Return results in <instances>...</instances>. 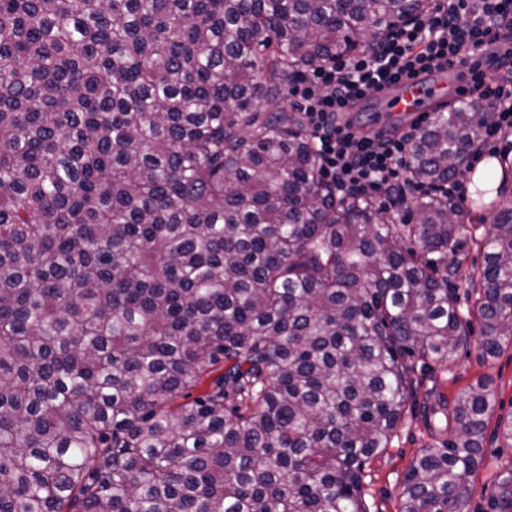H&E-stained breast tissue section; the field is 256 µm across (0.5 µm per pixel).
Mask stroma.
<instances>
[{"mask_svg":"<svg viewBox=\"0 0 512 512\" xmlns=\"http://www.w3.org/2000/svg\"><path fill=\"white\" fill-rule=\"evenodd\" d=\"M357 130H391L410 126V118L389 111L385 102L367 99L352 115ZM415 405L406 411L394 430L387 448L375 456L365 469L363 498L367 512H399L403 479L430 443L435 432L417 409L419 403L443 399L454 402L468 386L484 381L495 395L494 410L489 418L484 448L487 458L470 479V512H489L486 486L494 479V456L512 457V443L503 437L501 425L512 418V347L497 357L481 360L476 345L459 351L448 367L429 366L413 361L410 372Z\"/></svg>","mask_w":512,"mask_h":512,"instance_id":"obj_1","label":"stroma"}]
</instances>
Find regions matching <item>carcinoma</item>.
I'll use <instances>...</instances> for the list:
<instances>
[{
  "mask_svg": "<svg viewBox=\"0 0 512 512\" xmlns=\"http://www.w3.org/2000/svg\"><path fill=\"white\" fill-rule=\"evenodd\" d=\"M430 7L0 0V512H366L406 359L448 366L471 314L482 358L512 345V202L464 313L448 193L410 222L336 196L281 98ZM481 133L438 113L411 181L448 182ZM493 409L482 382L421 407L451 434L400 512H468ZM487 498L512 512V458Z\"/></svg>",
  "mask_w": 512,
  "mask_h": 512,
  "instance_id": "obj_1",
  "label": "carcinoma"
}]
</instances>
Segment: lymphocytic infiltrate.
I'll return each mask as SVG.
<instances>
[{
  "mask_svg": "<svg viewBox=\"0 0 512 512\" xmlns=\"http://www.w3.org/2000/svg\"><path fill=\"white\" fill-rule=\"evenodd\" d=\"M512 26V0H438L427 18L400 27L374 50L336 57L296 75L288 95L315 142L324 178L338 194L384 191L402 203L415 130L354 132L348 117L371 90L405 75L431 72L489 47V29ZM467 102L486 103L482 141L495 146L512 130V76L476 78Z\"/></svg>",
  "mask_w": 512,
  "mask_h": 512,
  "instance_id": "1",
  "label": "lymphocytic infiltrate"
}]
</instances>
